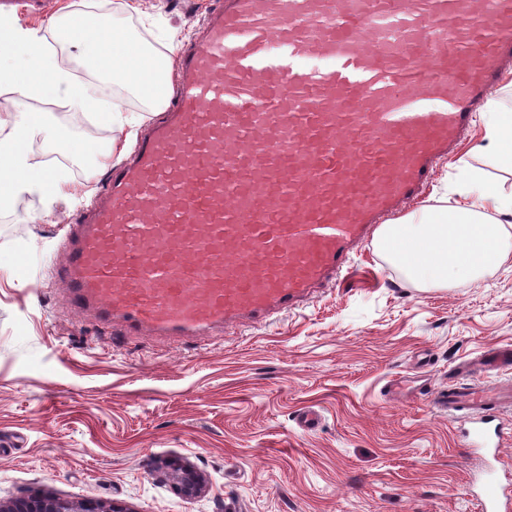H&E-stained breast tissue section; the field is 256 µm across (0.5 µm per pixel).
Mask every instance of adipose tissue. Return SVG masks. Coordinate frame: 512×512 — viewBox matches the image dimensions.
Listing matches in <instances>:
<instances>
[{
	"instance_id": "1",
	"label": "adipose tissue",
	"mask_w": 512,
	"mask_h": 512,
	"mask_svg": "<svg viewBox=\"0 0 512 512\" xmlns=\"http://www.w3.org/2000/svg\"><path fill=\"white\" fill-rule=\"evenodd\" d=\"M72 42L82 45L94 73L130 91L149 109H158L169 96L171 56L141 47L123 18L79 11L54 15L43 31L0 21V85L9 86L22 106L60 95L73 117L101 109L97 86L73 79L53 49ZM480 118L491 153L486 167L459 166L462 204L403 217L379 230L378 246L389 261L427 287L477 278L512 247V232L502 223L512 216V191L504 190L496 177L500 171L512 173V113L495 102ZM42 130L37 112L22 109L12 119L0 118V207L25 194L49 202L61 197L65 172L47 171L30 153Z\"/></svg>"
}]
</instances>
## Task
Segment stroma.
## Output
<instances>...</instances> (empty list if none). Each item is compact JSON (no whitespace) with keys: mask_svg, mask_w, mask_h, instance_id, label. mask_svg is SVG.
<instances>
[{"mask_svg":"<svg viewBox=\"0 0 512 512\" xmlns=\"http://www.w3.org/2000/svg\"><path fill=\"white\" fill-rule=\"evenodd\" d=\"M127 0H42L15 14L44 26L59 10L122 15L154 37ZM161 4L165 26L190 45L208 0ZM80 44L62 54L72 74L95 79L104 104L121 102L139 127L161 119L129 91L93 78ZM45 130L40 157L65 169L64 202L21 197L0 210V499L32 488L117 500L133 512H476L487 474L502 468L465 436L466 423L433 407L463 361L512 344V252L490 272L424 288L368 245L354 272L270 322L215 331L205 341L127 336L78 315L60 284L63 218L89 205L114 158L98 112L73 125L63 100L29 101ZM93 147L80 157L61 138ZM424 377L425 393L387 394L393 378ZM322 416L302 431L299 413ZM180 459L207 488L185 499L161 469Z\"/></svg>","mask_w":512,"mask_h":512,"instance_id":"35a3bbf8","label":"stroma"}]
</instances>
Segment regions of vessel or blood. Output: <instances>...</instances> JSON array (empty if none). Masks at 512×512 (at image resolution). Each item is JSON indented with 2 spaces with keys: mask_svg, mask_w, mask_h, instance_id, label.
Returning a JSON list of instances; mask_svg holds the SVG:
<instances>
[{
  "mask_svg": "<svg viewBox=\"0 0 512 512\" xmlns=\"http://www.w3.org/2000/svg\"><path fill=\"white\" fill-rule=\"evenodd\" d=\"M511 61L512 0H219L162 119L66 234L72 306L200 338L296 309L420 197ZM477 366L512 368V345ZM511 404L471 383L440 398L489 458Z\"/></svg>",
  "mask_w": 512,
  "mask_h": 512,
  "instance_id": "vessel-or-blood-1",
  "label": "vessel or blood"
}]
</instances>
